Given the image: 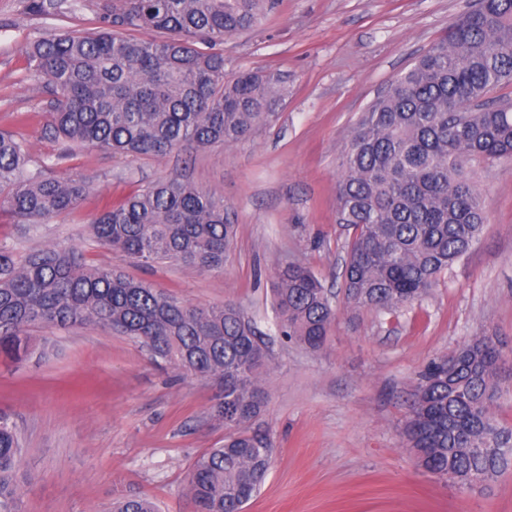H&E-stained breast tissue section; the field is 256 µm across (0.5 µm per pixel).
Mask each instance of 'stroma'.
I'll return each mask as SVG.
<instances>
[{
  "label": "stroma",
  "mask_w": 512,
  "mask_h": 512,
  "mask_svg": "<svg viewBox=\"0 0 512 512\" xmlns=\"http://www.w3.org/2000/svg\"><path fill=\"white\" fill-rule=\"evenodd\" d=\"M107 0L44 16L0 0V131L27 140L31 166L93 183L72 212L42 225L38 243L72 246L199 306L231 301L264 334L265 412L251 431L273 463L245 512H512V469L471 491L418 469L403 434L416 374L477 336L503 360L496 417L512 427V160L475 161L485 223L434 288L393 313L351 308L342 290L350 229L338 220L341 154L363 110L474 0H278L263 22L217 44L224 72L271 67L288 94L241 141L164 157L67 147L46 126L51 95L24 52L34 37L98 27ZM178 175L223 199L238 226L223 271L169 261L150 268L99 246L88 226L108 199ZM288 262L311 267L336 304L313 351L274 327L272 284ZM26 363H0V414L20 428L23 512H109L140 495L160 512H192L191 466L224 437L210 417V380L160 367L104 327L29 328Z\"/></svg>",
  "instance_id": "obj_1"
}]
</instances>
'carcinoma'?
Instances as JSON below:
<instances>
[{"label":"carcinoma","instance_id":"carcinoma-1","mask_svg":"<svg viewBox=\"0 0 512 512\" xmlns=\"http://www.w3.org/2000/svg\"><path fill=\"white\" fill-rule=\"evenodd\" d=\"M275 0H110L94 32L32 39L29 71L44 78L55 136L115 154L161 157L226 146L246 136L288 94V78L260 69L224 77L214 47L259 25ZM33 12L74 11L68 0H31ZM153 32L157 39H142ZM512 0H480L360 114L343 150L339 223L353 229L343 267L347 300L392 313L428 293L478 239L484 209L464 173L470 160L512 158ZM25 139L0 132V214L27 236L78 207L83 177L28 169ZM100 245L150 266L169 260L221 271L237 227L224 201L178 176L107 204L89 225ZM279 334L318 350L336 310L320 279L289 262L275 273ZM107 326L156 361L211 379L210 417L230 432L194 462L196 512H243L272 463L271 444L247 430L265 406L268 354L234 304L201 307L120 272L89 265L74 248L0 242V354H31L32 326ZM499 351L482 336L430 360L414 388L404 433L427 473L467 489L512 467V430L493 412ZM16 424L0 416V512H21ZM111 512H158L142 496Z\"/></svg>","mask_w":512,"mask_h":512}]
</instances>
